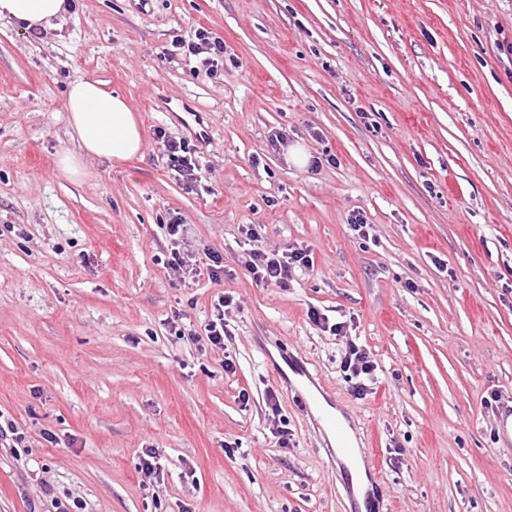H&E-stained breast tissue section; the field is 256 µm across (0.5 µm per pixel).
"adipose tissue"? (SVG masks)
<instances>
[{
  "mask_svg": "<svg viewBox=\"0 0 512 512\" xmlns=\"http://www.w3.org/2000/svg\"><path fill=\"white\" fill-rule=\"evenodd\" d=\"M64 0H0V20L23 27H49L64 15ZM68 123L78 140L79 155L60 159L62 172L72 180L85 176L83 158L129 160L144 147L142 133L125 98L101 88L99 83L79 80L70 84L63 100Z\"/></svg>",
  "mask_w": 512,
  "mask_h": 512,
  "instance_id": "adipose-tissue-1",
  "label": "adipose tissue"
}]
</instances>
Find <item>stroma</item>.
I'll return each instance as SVG.
<instances>
[{"label": "stroma", "instance_id": "stroma-1", "mask_svg": "<svg viewBox=\"0 0 512 512\" xmlns=\"http://www.w3.org/2000/svg\"><path fill=\"white\" fill-rule=\"evenodd\" d=\"M200 25L233 57L213 78L168 56ZM510 44L512 0H76L36 41L0 20V414L26 435L0 446V512H351L314 413L274 378L285 352L335 384L388 512H512ZM78 80L128 100L144 149L75 182L58 161ZM160 130L199 147L207 186L185 188ZM175 211L221 282L167 269ZM249 227L312 266L256 284ZM224 293L223 347L171 333ZM314 311L378 363L366 399Z\"/></svg>", "mask_w": 512, "mask_h": 512}]
</instances>
